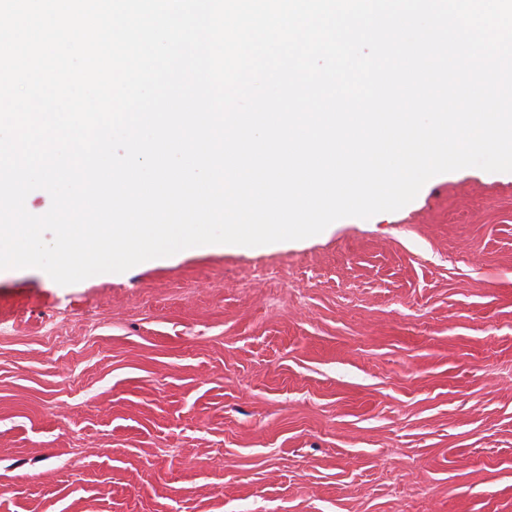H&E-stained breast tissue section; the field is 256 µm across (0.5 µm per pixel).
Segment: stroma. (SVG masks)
I'll return each mask as SVG.
<instances>
[{
  "label": "stroma",
  "mask_w": 512,
  "mask_h": 512,
  "mask_svg": "<svg viewBox=\"0 0 512 512\" xmlns=\"http://www.w3.org/2000/svg\"><path fill=\"white\" fill-rule=\"evenodd\" d=\"M0 512H512V172L68 286L0 270Z\"/></svg>",
  "instance_id": "1"
}]
</instances>
